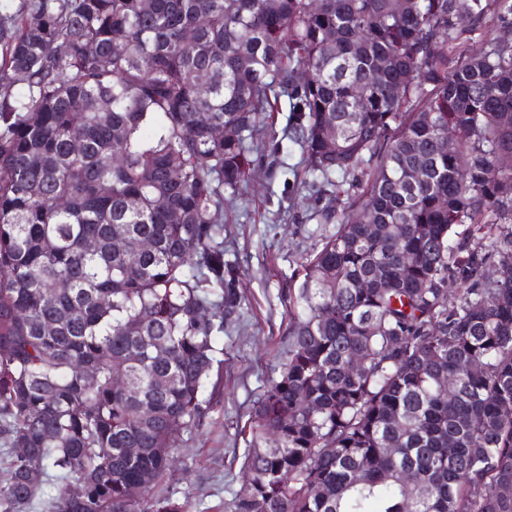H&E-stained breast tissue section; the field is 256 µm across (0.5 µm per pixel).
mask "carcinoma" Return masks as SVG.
I'll return each instance as SVG.
<instances>
[{
    "mask_svg": "<svg viewBox=\"0 0 512 512\" xmlns=\"http://www.w3.org/2000/svg\"><path fill=\"white\" fill-rule=\"evenodd\" d=\"M490 15L511 28L512 0L0 12V512H188L155 488L242 303L224 201L282 95L339 229L288 288V353L229 512H512V43L462 39Z\"/></svg>",
    "mask_w": 512,
    "mask_h": 512,
    "instance_id": "obj_1",
    "label": "carcinoma"
}]
</instances>
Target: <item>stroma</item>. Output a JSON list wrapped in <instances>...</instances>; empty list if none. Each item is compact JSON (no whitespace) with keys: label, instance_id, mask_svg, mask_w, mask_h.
<instances>
[{"label":"stroma","instance_id":"35a3bbf8","mask_svg":"<svg viewBox=\"0 0 512 512\" xmlns=\"http://www.w3.org/2000/svg\"><path fill=\"white\" fill-rule=\"evenodd\" d=\"M276 138L256 173L224 207V252L243 297L224 324L223 362L214 368L199 422L174 442L177 463L161 487L189 512H227L249 477L245 452L253 440L256 401L279 371L288 347V287L298 264L320 250L337 227L318 223L299 206L305 158L295 141L288 98L278 102Z\"/></svg>","mask_w":512,"mask_h":512}]
</instances>
